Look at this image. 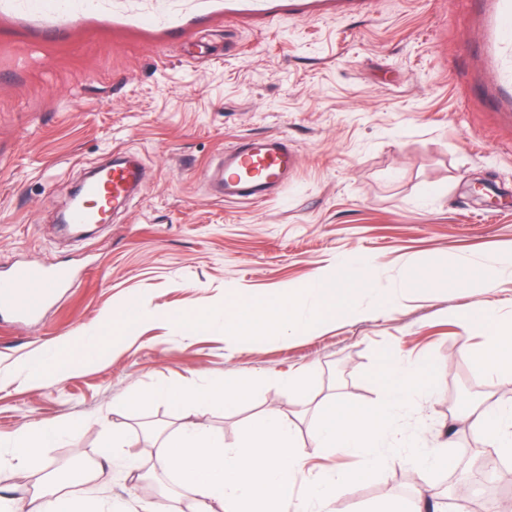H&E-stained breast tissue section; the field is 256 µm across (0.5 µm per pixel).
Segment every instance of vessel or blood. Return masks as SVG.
<instances>
[{"label": "vessel or blood", "instance_id": "b4317fda", "mask_svg": "<svg viewBox=\"0 0 512 512\" xmlns=\"http://www.w3.org/2000/svg\"><path fill=\"white\" fill-rule=\"evenodd\" d=\"M332 0H0V19L16 20L48 37L71 33L84 20L111 22L113 29L155 35L158 54L171 42L191 37L197 24L207 20L272 24L288 8L310 19ZM489 46L500 61L499 81L512 95V0H494ZM298 153L287 137L266 135L245 138L228 147L212 174L222 198L257 202L288 180ZM142 173L133 158L113 162L111 170L88 180L83 202L73 207L71 224H99L110 210L121 209ZM74 279L71 271L50 270L26 263L0 276V308L15 316L36 317L57 290Z\"/></svg>", "mask_w": 512, "mask_h": 512}]
</instances>
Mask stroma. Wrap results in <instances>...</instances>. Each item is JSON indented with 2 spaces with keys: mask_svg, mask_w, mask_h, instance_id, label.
Instances as JSON below:
<instances>
[{
  "mask_svg": "<svg viewBox=\"0 0 512 512\" xmlns=\"http://www.w3.org/2000/svg\"><path fill=\"white\" fill-rule=\"evenodd\" d=\"M485 0H369L365 11L288 18L260 29L231 24L195 35L204 48L156 55L147 39L115 40L110 25L79 24L63 45L40 44L18 22L0 20V274L27 262L79 277L38 319L0 314V448L17 430L72 422L44 451L98 460L114 426L127 434L106 479L75 486L123 504L177 489L154 470L160 437L188 421L237 445L266 412L288 420L314 474L342 471L347 512L404 498L409 469L398 449L371 476L363 462L316 447L322 406L366 405L372 375L396 354L429 367L438 394L421 399L399 426L420 447H447L450 464L431 473L439 493L429 512H454L453 466L468 447L491 449L462 423L456 398L512 404V385L472 359L485 336L464 332L466 304L512 322V273L496 288L465 286L402 299L371 317H342L314 332L253 344L227 336L225 297L259 299L306 286L343 257L369 260L374 296L399 287L408 271L448 258L480 263L512 244V100L497 93V62L486 50ZM288 136L298 166L266 202L214 196L205 174L245 137ZM116 153L136 154L141 191L111 223L63 230L57 216L84 174ZM136 301L154 311L137 332L65 380L30 384L31 358L96 332L113 309ZM211 312L207 330L181 333L172 316ZM304 374L302 398L269 376ZM266 377L234 410L189 414L146 399L175 389ZM142 395L135 407L123 400Z\"/></svg>",
  "mask_w": 512,
  "mask_h": 512,
  "instance_id": "1",
  "label": "stroma"
}]
</instances>
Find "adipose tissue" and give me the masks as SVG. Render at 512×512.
I'll return each instance as SVG.
<instances>
[{
    "label": "adipose tissue",
    "instance_id": "obj_1",
    "mask_svg": "<svg viewBox=\"0 0 512 512\" xmlns=\"http://www.w3.org/2000/svg\"><path fill=\"white\" fill-rule=\"evenodd\" d=\"M455 315L464 331L487 336L485 347L473 358L485 372L512 382V324L501 323L489 309L466 306ZM147 316L136 303H128L104 322L99 333L73 346L52 348L42 359L26 363L28 380L39 383L50 376L60 377L94 359L121 339L133 335ZM378 399L360 407L342 402L329 405L321 419L315 441L317 447L341 452L377 467L398 448L411 451V470L426 481L435 468L448 463L445 449L421 450L415 439L402 436L395 427L396 415L415 405L432 387L425 367L390 356L373 378ZM251 389L250 383L235 380L206 388L179 391L162 385L151 397L157 401H177L182 407L204 405L233 409ZM474 424L490 447L512 455V406L491 404L475 408ZM65 423L50 421L20 429L10 449L13 460L24 463L42 454L58 440ZM161 468L174 471L184 494L195 500L197 512H333L348 484L345 476L325 474L310 478L307 460L299 451L292 427L281 416H263L235 447L206 427L188 424L156 450ZM114 503L92 496L77 497L64 484H49L27 504L0 497V512H115Z\"/></svg>",
    "mask_w": 512,
    "mask_h": 512
}]
</instances>
